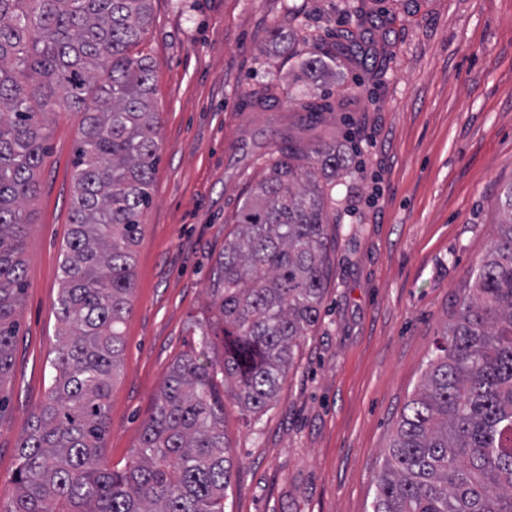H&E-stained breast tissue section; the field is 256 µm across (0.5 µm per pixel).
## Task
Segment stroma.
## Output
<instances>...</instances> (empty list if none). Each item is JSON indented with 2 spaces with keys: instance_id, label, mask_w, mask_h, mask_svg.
Instances as JSON below:
<instances>
[{
  "instance_id": "35a3bbf8",
  "label": "stroma",
  "mask_w": 512,
  "mask_h": 512,
  "mask_svg": "<svg viewBox=\"0 0 512 512\" xmlns=\"http://www.w3.org/2000/svg\"><path fill=\"white\" fill-rule=\"evenodd\" d=\"M363 18L355 27L350 18ZM292 21L293 47L272 37ZM334 67L301 73L315 39ZM161 138L134 252L105 457L125 463L174 360L198 346L224 226L281 147L333 142L327 296L277 400L228 406L225 512H369L394 425L494 237L512 184V0H152ZM376 62L366 69L363 57ZM329 103L310 118L305 102ZM81 114L59 109L24 251L28 289L0 421V497L51 383Z\"/></svg>"
}]
</instances>
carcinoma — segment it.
<instances>
[{
	"label": "carcinoma",
	"instance_id": "obj_1",
	"mask_svg": "<svg viewBox=\"0 0 512 512\" xmlns=\"http://www.w3.org/2000/svg\"><path fill=\"white\" fill-rule=\"evenodd\" d=\"M151 0H0V390L11 376L22 258L57 108L82 110L55 305V375L17 440L0 512H224V400L259 421L326 295L331 143L275 159L211 270L210 329L182 353L124 467L104 458L132 309L133 255L160 159ZM497 237L382 451L370 512H512V185ZM221 338L222 360L205 351Z\"/></svg>",
	"mask_w": 512,
	"mask_h": 512
}]
</instances>
